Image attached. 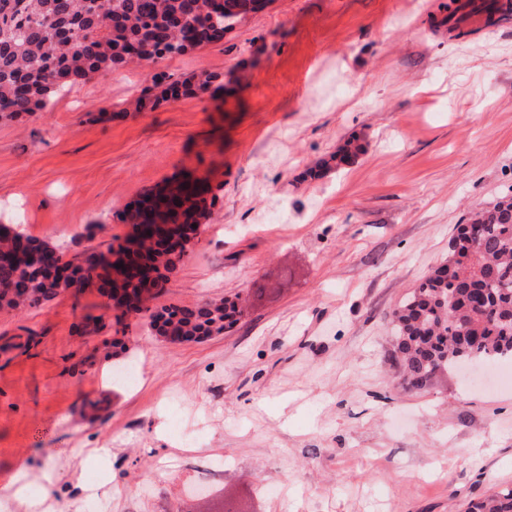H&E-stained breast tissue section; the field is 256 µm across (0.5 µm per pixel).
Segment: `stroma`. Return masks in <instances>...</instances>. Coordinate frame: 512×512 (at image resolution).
Returning a JSON list of instances; mask_svg holds the SVG:
<instances>
[{
    "mask_svg": "<svg viewBox=\"0 0 512 512\" xmlns=\"http://www.w3.org/2000/svg\"><path fill=\"white\" fill-rule=\"evenodd\" d=\"M446 2L268 0L221 42L0 117V224L76 262L192 170L214 203L153 305H247L188 343L116 322L95 286L0 309V512H31L20 469L38 512H465L512 489V381L415 390L393 358L390 312L512 196V11L452 33ZM200 71L231 94L135 109ZM125 362L133 386L102 380Z\"/></svg>",
    "mask_w": 512,
    "mask_h": 512,
    "instance_id": "35a3bbf8",
    "label": "stroma"
}]
</instances>
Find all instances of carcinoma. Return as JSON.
<instances>
[{"label":"carcinoma","instance_id":"obj_1","mask_svg":"<svg viewBox=\"0 0 512 512\" xmlns=\"http://www.w3.org/2000/svg\"><path fill=\"white\" fill-rule=\"evenodd\" d=\"M209 0H0V117L20 119L42 112L52 99L94 74L128 63L150 66L213 42ZM217 76L193 73L174 79L152 105L180 96L224 93ZM209 188L185 176L173 187L176 207L133 204L119 214L124 224H199ZM25 240L43 268L35 269L16 242ZM0 303L18 308L47 304L73 287L61 271H86L107 286L123 269L104 264L107 251L76 264L59 248L0 228ZM448 275H430L392 311L395 350L405 380L424 388L439 371L478 362L512 359V198L473 212L457 226L448 255ZM149 326L174 341L221 332L243 314L229 299L193 310L172 307L154 313ZM468 512H512V490L471 504Z\"/></svg>","mask_w":512,"mask_h":512}]
</instances>
